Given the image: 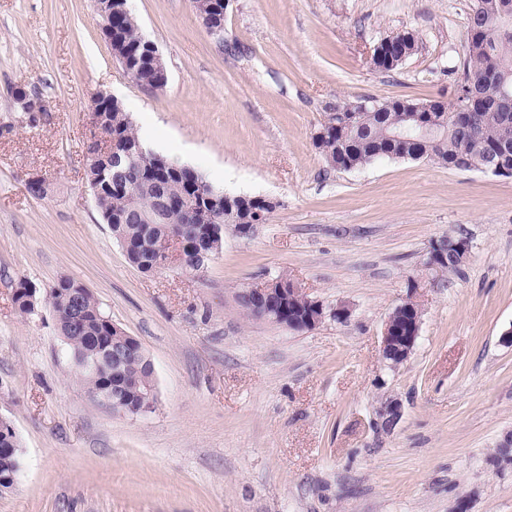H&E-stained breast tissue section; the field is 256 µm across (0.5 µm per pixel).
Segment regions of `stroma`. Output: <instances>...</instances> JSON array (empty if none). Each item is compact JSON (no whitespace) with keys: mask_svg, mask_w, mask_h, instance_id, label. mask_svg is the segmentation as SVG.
<instances>
[{"mask_svg":"<svg viewBox=\"0 0 512 512\" xmlns=\"http://www.w3.org/2000/svg\"><path fill=\"white\" fill-rule=\"evenodd\" d=\"M472 3L229 0L219 39L193 0H128L167 67L153 90L114 58L94 0H0V419L22 450L0 512H512V179L411 159L340 171L314 145L346 102L452 100ZM403 29L416 54L373 68ZM100 92L153 152L276 201L254 236L225 230L199 275L132 266L86 179ZM36 176L45 197L25 189ZM445 236L470 254L432 282ZM278 275L348 320L244 317L235 291ZM63 278L142 343L152 412L114 414L79 383L46 301ZM24 282L37 314L14 302ZM412 296L419 337L392 369L383 324ZM389 399L402 417L384 431ZM414 35L417 36L416 32L405 29L381 40L379 43L373 46L372 50L370 51V61L372 66L378 70H394L393 68L404 62L406 52H409L407 54L408 59L418 50L417 41H415V44L411 43L407 46L408 51H406L405 46L404 52H401L397 49L400 45H405L406 43L409 44Z\"/></svg>","mask_w":512,"mask_h":512,"instance_id":"35a3bbf8","label":"stroma"}]
</instances>
